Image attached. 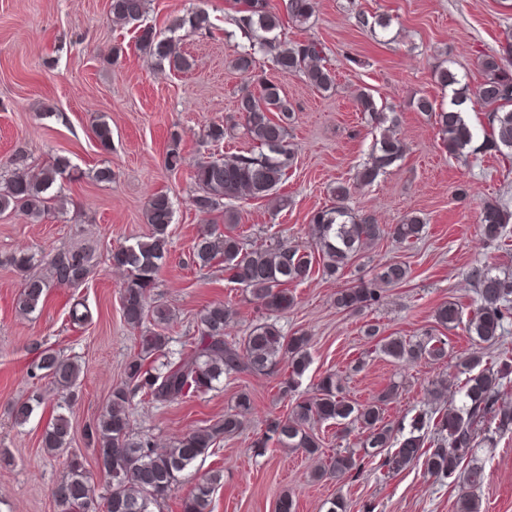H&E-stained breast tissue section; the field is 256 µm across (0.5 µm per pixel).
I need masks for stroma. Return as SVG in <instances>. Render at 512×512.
Listing matches in <instances>:
<instances>
[{"mask_svg":"<svg viewBox=\"0 0 512 512\" xmlns=\"http://www.w3.org/2000/svg\"><path fill=\"white\" fill-rule=\"evenodd\" d=\"M200 8L209 14L210 29L183 26ZM237 9L235 0H149L144 25L171 32L193 62L190 70L176 73L141 50L133 25L113 21L110 0H0V173L9 174L18 155L33 172L57 156L75 170L57 182L63 209L37 219L0 213V512H55L51 491L66 472V460L49 456L41 438L56 414L68 418L71 446L85 470L98 472L87 431L113 387L124 382L139 336L123 319L124 275L113 270L110 255L147 236L145 210L154 194H167L174 209L168 252L151 292L152 300L170 310L169 351L189 353L199 314L211 304L221 302L232 311L224 328L229 341L265 319L223 265L193 264L200 229L222 220L199 212L192 198L197 162L213 154L253 152L235 101L247 92L259 94L269 83L280 88L293 111L288 140L295 158L269 198L234 202L249 244L273 238L312 251L311 218L335 204L333 189L340 183L350 188L344 204L352 212L371 213L382 225L417 215L425 222L423 231L411 244L382 238L336 276L315 269L292 285L295 302L277 320L284 333L310 338V364L293 395L280 391L290 374L287 365L270 375L239 373L175 403L137 406L133 429L168 448L223 419L245 393L252 408L240 433L218 440L195 465L198 475H222L211 512H276L285 495L296 512H327L337 496L347 512H458V477H435L418 465L389 473L369 463L340 478H315L337 452L360 450L358 425H316L322 448L314 457L255 442L271 419L289 413L295 399L311 396L329 373L342 379L348 400L381 402L384 424L397 429L408 427L419 412L459 404L462 356L478 351L488 362L512 357V319L492 345L477 343L468 331L477 306L474 268L487 265L512 277V223L502 246L484 242L478 229L484 203L512 211V149L492 148L491 115L478 107L463 114L470 144L448 153L433 116L416 106L421 98L437 108L448 106L453 92L438 81L443 68L476 89L484 78L482 58L501 53L512 40V0H314L306 24L283 18L277 35L288 43H320L325 65L336 74L327 92L282 74L260 48L252 73L239 72L234 62L247 41L231 22ZM362 91L373 94L384 122L361 112ZM101 121L112 129L108 150L94 134ZM212 124L227 130L221 144L207 141ZM388 126L404 144L402 157L371 184H358V172ZM174 142L184 162L172 171L165 157ZM105 167L112 171L108 182L97 178ZM77 247L94 255L88 282L78 289L53 286L35 313L22 314L16 302L23 278L9 257L35 254L31 273L44 277L53 255ZM392 261L407 265L405 282L382 287L378 301L359 311L337 308L339 289L373 279ZM79 302L89 312L82 322L71 317ZM448 302L462 309L459 324L449 329L435 320L437 308ZM371 324L379 326V339L366 336ZM427 334L446 340L444 359L398 362L379 351L380 338ZM48 347L81 367L65 409L49 379L29 375L31 363ZM37 392L43 404L17 424L14 404ZM477 441L475 455L485 466L481 512H512V432L483 431Z\"/></svg>","mask_w":512,"mask_h":512,"instance_id":"obj_1","label":"stroma"}]
</instances>
